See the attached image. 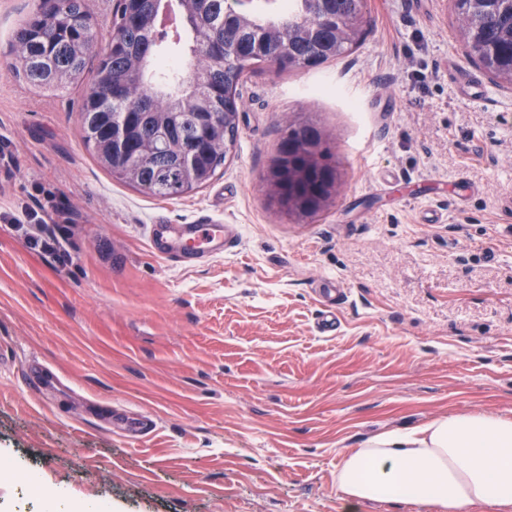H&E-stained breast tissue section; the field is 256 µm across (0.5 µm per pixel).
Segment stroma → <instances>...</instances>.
Masks as SVG:
<instances>
[{
    "mask_svg": "<svg viewBox=\"0 0 512 512\" xmlns=\"http://www.w3.org/2000/svg\"><path fill=\"white\" fill-rule=\"evenodd\" d=\"M35 5L0 0V512H344L336 467L368 437L512 419V85L470 60L452 0H366L352 53L247 75L235 155L175 200L86 151L82 86L10 70ZM297 117L337 173L307 219L265 182ZM24 206L69 260L4 223ZM159 220H213L235 245L171 263ZM331 280L341 326L323 334Z\"/></svg>",
    "mask_w": 512,
    "mask_h": 512,
    "instance_id": "obj_1",
    "label": "stroma"
}]
</instances>
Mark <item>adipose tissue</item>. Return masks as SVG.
Segmentation results:
<instances>
[{
  "label": "adipose tissue",
  "instance_id": "adipose-tissue-1",
  "mask_svg": "<svg viewBox=\"0 0 512 512\" xmlns=\"http://www.w3.org/2000/svg\"><path fill=\"white\" fill-rule=\"evenodd\" d=\"M336 488L347 512L367 501L512 512V419L457 413L374 435L337 466Z\"/></svg>",
  "mask_w": 512,
  "mask_h": 512
}]
</instances>
